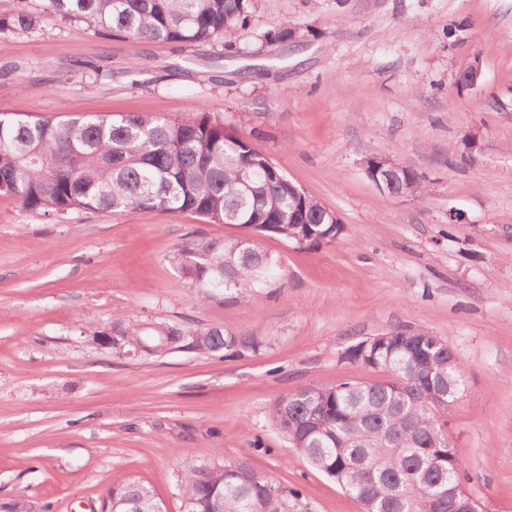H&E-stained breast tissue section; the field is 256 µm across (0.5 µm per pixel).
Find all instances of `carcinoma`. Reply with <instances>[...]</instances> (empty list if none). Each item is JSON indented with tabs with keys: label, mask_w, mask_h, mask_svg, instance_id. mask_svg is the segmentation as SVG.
I'll return each mask as SVG.
<instances>
[{
	"label": "carcinoma",
	"mask_w": 512,
	"mask_h": 512,
	"mask_svg": "<svg viewBox=\"0 0 512 512\" xmlns=\"http://www.w3.org/2000/svg\"><path fill=\"white\" fill-rule=\"evenodd\" d=\"M46 19L137 43L215 44L232 58L240 54L239 32L250 26L251 0H43L39 13L17 0L13 12L0 15V36H32ZM296 30L284 21L261 40L285 44ZM69 70L95 85L112 79L109 67L92 61L75 60ZM397 189L416 199L429 196L426 176L410 167ZM2 194L49 215L161 211L250 227L249 238L192 241L172 254L202 302L226 293L250 298L278 279L262 235L313 249L342 231L334 211L205 111L184 121L138 113L55 121L0 112ZM117 332L133 351L155 349L153 357L173 336H195L196 348L211 353L239 356L257 348L255 338L218 328L150 335L129 324ZM454 358L446 342L426 331L395 330L383 345L368 347L364 361L384 380L299 388L272 402L268 421L366 512H457L469 492L448 436V404L465 392L461 375L448 365ZM180 486L187 512H288L289 499H300V492L257 474L243 459L216 466L203 454L183 463ZM150 495L148 482L131 478L108 488L104 507L111 512L115 498Z\"/></svg>",
	"instance_id": "1"
}]
</instances>
